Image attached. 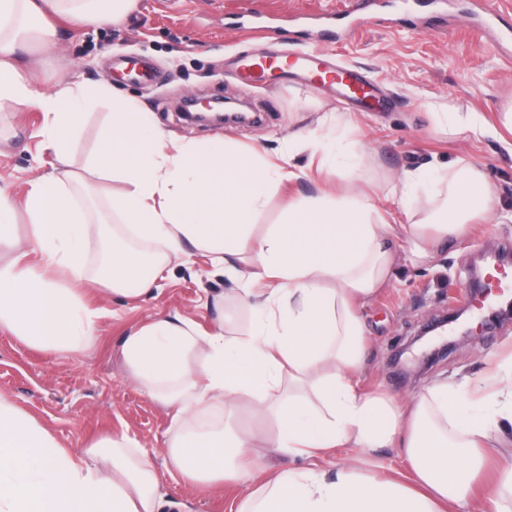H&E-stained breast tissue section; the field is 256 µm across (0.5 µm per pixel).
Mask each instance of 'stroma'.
<instances>
[{"label": "stroma", "mask_w": 512, "mask_h": 512, "mask_svg": "<svg viewBox=\"0 0 512 512\" xmlns=\"http://www.w3.org/2000/svg\"><path fill=\"white\" fill-rule=\"evenodd\" d=\"M342 2L134 0L118 23L81 27L55 18L62 54L22 52L18 63L40 93L80 82L138 100L155 126L180 142L221 138L259 150L274 162L287 155L293 177L269 193L254 219L258 234L280 222L285 200L315 196L343 177L375 191L389 208L400 198L403 171L422 168L435 178L460 160L478 166L497 194V210L478 218L475 233L449 241L427 263L397 259L387 287L360 310L367 336L361 386L409 400L437 380L458 385L495 368L510 376V321L429 360L405 347L432 314L460 306L476 254L512 243V132L500 125L501 112L512 108V53L500 51L477 28L491 9L501 27L512 29V0H492L487 9L480 0H430L413 16L402 12L401 0H372L362 16L344 20L339 38L326 39L318 16L341 8ZM260 24L274 26V34H255ZM293 51H314L361 70L376 89L378 107L344 103L335 88L315 84L298 71H277L256 84L241 79V55L276 61ZM122 56L149 62L156 82L134 80L113 68V58ZM190 94L244 99L267 119L245 126L193 124L181 109ZM111 109L109 98L101 96L80 115L70 139L74 170L83 171L97 155ZM467 113L491 126V133L466 139L453 135L451 123ZM43 132L39 108L18 111L0 103V189L16 200H23L30 178L51 173L57 164ZM316 142L334 158L332 170L318 171L312 158ZM157 286L151 297H113L97 320L94 340L76 358L0 333V395L35 417L65 447L81 448L120 433L149 445L168 502L165 512H232L242 486L228 481L220 489L204 488L171 470L164 442L172 411L133 383L122 344L152 319L181 316L204 332L221 324L239 333L249 329L251 314L233 302L234 281L196 250L169 263ZM354 456L365 471L405 481L412 477L399 448H375L364 455L338 448L313 462L273 452L268 461L276 468L313 464L331 474Z\"/></svg>", "instance_id": "stroma-1"}]
</instances>
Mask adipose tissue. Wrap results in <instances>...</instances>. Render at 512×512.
<instances>
[{"label": "adipose tissue", "mask_w": 512, "mask_h": 512, "mask_svg": "<svg viewBox=\"0 0 512 512\" xmlns=\"http://www.w3.org/2000/svg\"><path fill=\"white\" fill-rule=\"evenodd\" d=\"M134 0H0V101L38 102L58 172L29 180L23 203L0 190V245H12L14 217L25 207L33 233L25 249L0 267V333L28 346L71 356L94 338L100 307L127 286L149 287L185 246L240 283L254 312L246 333L200 332L190 319L152 320L126 336L123 356L133 382L173 411L166 441L171 466L188 482L248 490L236 512H512V467L492 490L474 481L498 419H512V379L489 374L471 388L441 380L407 402L360 388L367 344L359 310L389 280L391 240L404 239L413 260L461 236L476 217L493 213L494 192L475 165L457 166L418 220L392 224L354 183L335 192L285 200L282 219L254 236L255 216L284 166L213 139L177 146L157 132L136 101L113 98L107 160L89 175L67 162L64 130L73 126L92 88L67 85L35 95L15 64L18 49L41 54L59 47L45 20L54 11L93 26L124 17ZM120 181L112 202L145 241L162 244L151 265L115 249L96 276L103 289L86 304L57 273L82 280L80 262L90 217L79 195L95 179ZM319 407H312L307 392ZM269 417L276 430L265 446L308 459L335 448L404 449L415 487L362 472L344 459L334 474L314 468L269 470L251 432L225 423L197 431L209 409L235 414L240 405ZM160 478L140 442L122 435L83 448L61 446L48 429L0 397V512H160Z\"/></svg>", "instance_id": "adipose-tissue-1"}]
</instances>
